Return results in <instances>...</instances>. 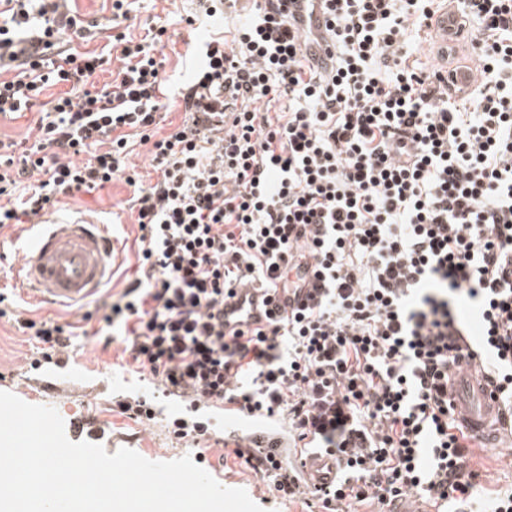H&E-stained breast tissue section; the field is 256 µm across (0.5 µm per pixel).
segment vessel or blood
Listing matches in <instances>:
<instances>
[{
    "label": "vessel or blood",
    "mask_w": 512,
    "mask_h": 512,
    "mask_svg": "<svg viewBox=\"0 0 512 512\" xmlns=\"http://www.w3.org/2000/svg\"><path fill=\"white\" fill-rule=\"evenodd\" d=\"M291 9L296 28L308 54L323 58L322 41L325 14L322 0H293ZM120 250L110 225L85 217L67 224H43L36 231L21 261L11 273L16 281L39 293L40 297L61 305L84 302L107 283L120 261ZM299 290L267 292L253 287L239 288L224 303V331L233 333L252 328L266 318L300 308L306 300L308 284ZM449 398L455 415L477 442L491 446L502 433L512 430V414L491 400L485 385L476 377L474 365L452 372ZM224 434L249 450L288 445L285 429L272 428L257 415L235 412L225 405ZM336 465L318 455L305 462L304 474L312 484H331Z\"/></svg>",
    "instance_id": "b4317fda"
}]
</instances>
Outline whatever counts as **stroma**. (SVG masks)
<instances>
[{"label":"stroma","instance_id":"obj_1","mask_svg":"<svg viewBox=\"0 0 512 512\" xmlns=\"http://www.w3.org/2000/svg\"><path fill=\"white\" fill-rule=\"evenodd\" d=\"M197 16L195 30H187L184 16ZM125 25L131 35L143 34L150 26L166 27L172 42L165 49L164 68L174 87L186 83L190 74L179 55L185 52L186 40L203 43L222 29V22L203 16L200 0H136ZM132 190L124 182L114 181L90 192L59 197L51 209L49 220L65 223L71 219L90 215L100 222L112 225L116 239L136 237L138 228L135 215L130 210ZM0 290L7 296L5 314L0 317V391L15 394L25 402L54 407L63 419H71L81 413L98 418L96 431L86 434V441L102 445L107 453H115L128 447L153 461H170L190 454L184 442L169 434L165 411H158L151 423H141L119 413L115 398L126 388H140L150 392V381H140L123 374L115 363L122 353L121 344H113L102 350L92 337H77L74 341L73 362L56 376L52 386L41 387L40 371L31 369L29 362L36 357L34 340L24 335L15 321L16 316L35 311L38 316L59 321L77 320L79 307L65 308L37 299L30 289L12 279L9 267L21 258L20 242L11 231L0 232ZM472 463L481 473L484 493L512 486V463L502 457L500 449L475 445ZM223 449L212 445L206 457L211 465V475L223 486L242 488L253 501L262 504L265 512H302L301 504L280 503L269 497L264 481L240 464L227 463L222 459Z\"/></svg>","mask_w":512,"mask_h":512}]
</instances>
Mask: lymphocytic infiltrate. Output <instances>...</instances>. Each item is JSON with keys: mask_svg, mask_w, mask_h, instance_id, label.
I'll use <instances>...</instances> for the list:
<instances>
[{"mask_svg": "<svg viewBox=\"0 0 512 512\" xmlns=\"http://www.w3.org/2000/svg\"><path fill=\"white\" fill-rule=\"evenodd\" d=\"M0 115L32 109L65 85L25 149L0 140V230L43 217L59 196L113 180L132 188L136 262L80 323L26 318L39 369L94 321L102 348L122 342L121 368L151 376L153 395L119 402L134 420L158 399L235 404L288 421L299 447H236L225 457L267 483L274 499L323 512L384 507L409 497L512 512V489L478 493L472 438L456 420L449 374L477 372L512 408V0H457L464 49L481 64L470 93L448 88L454 47L435 62L431 19L448 0H325L326 59L301 45L287 0H208V16L241 8L244 22L194 48L191 79L163 74L165 28L139 39L119 26L135 0H112L97 26L71 0H4ZM116 54L110 88L91 78ZM185 119L158 135V112ZM150 146L153 183L128 159ZM319 281L309 303L236 336L224 334L232 288ZM470 304L484 334L463 345ZM335 454L336 483L310 485L300 459Z\"/></svg>", "mask_w": 512, "mask_h": 512, "instance_id": "f902f5d3", "label": "lymphocytic infiltrate"}]
</instances>
